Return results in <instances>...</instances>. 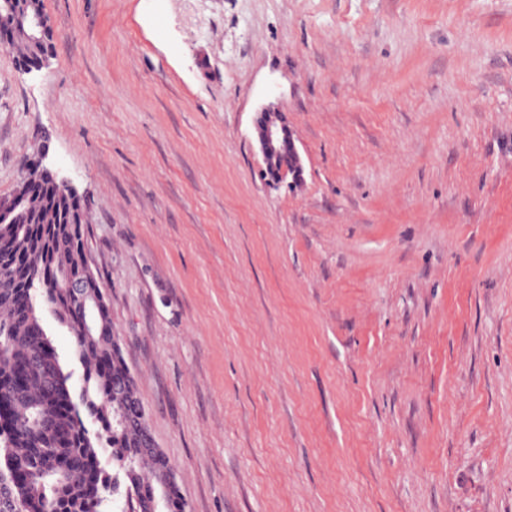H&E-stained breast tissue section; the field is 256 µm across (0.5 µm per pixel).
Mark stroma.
Instances as JSON below:
<instances>
[{
	"instance_id": "stroma-1",
	"label": "stroma",
	"mask_w": 512,
	"mask_h": 512,
	"mask_svg": "<svg viewBox=\"0 0 512 512\" xmlns=\"http://www.w3.org/2000/svg\"><path fill=\"white\" fill-rule=\"evenodd\" d=\"M43 5L0 197L41 150L82 196L188 512H512V0ZM254 128L262 157V175L265 181L273 187H279L287 183L288 178L291 177L292 181L287 183L289 187L298 179L297 176L303 172V168L293 132L288 127L279 104L270 101L263 105L255 113ZM285 153H288L294 161L293 171L280 164V159Z\"/></svg>"
}]
</instances>
